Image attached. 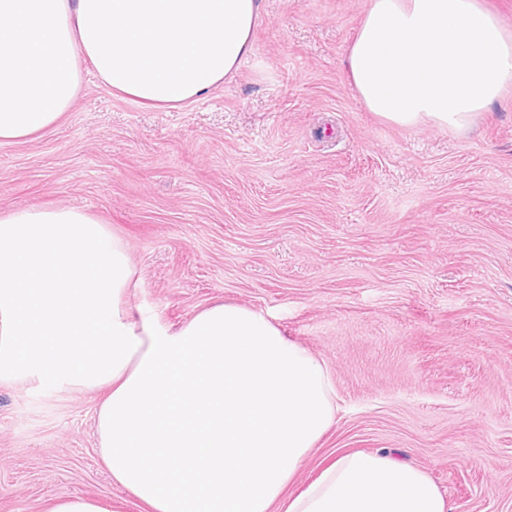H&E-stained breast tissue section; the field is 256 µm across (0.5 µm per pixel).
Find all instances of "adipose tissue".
<instances>
[{"label": "adipose tissue", "instance_id": "obj_1", "mask_svg": "<svg viewBox=\"0 0 512 512\" xmlns=\"http://www.w3.org/2000/svg\"><path fill=\"white\" fill-rule=\"evenodd\" d=\"M263 0H0V143L52 128L83 62L157 107L204 99L254 51ZM344 66L369 111L466 132L512 86L481 0H370ZM123 241L85 211L0 215V384L103 389V460L148 512H452L419 468L341 455L288 494L333 418L323 360L263 313L135 316Z\"/></svg>", "mask_w": 512, "mask_h": 512}]
</instances>
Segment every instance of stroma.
Returning a JSON list of instances; mask_svg holds the SVG:
<instances>
[{
	"mask_svg": "<svg viewBox=\"0 0 512 512\" xmlns=\"http://www.w3.org/2000/svg\"><path fill=\"white\" fill-rule=\"evenodd\" d=\"M368 2L264 0L253 54L173 109L84 65L55 126L0 144V214L83 209L161 324L236 304L323 359L334 421L289 491L378 451L453 512H512V88L463 135L369 112L343 64ZM104 396L0 385V512H144L103 462ZM45 512H108L98 501L75 496L52 503Z\"/></svg>",
	"mask_w": 512,
	"mask_h": 512,
	"instance_id": "1",
	"label": "stroma"
}]
</instances>
